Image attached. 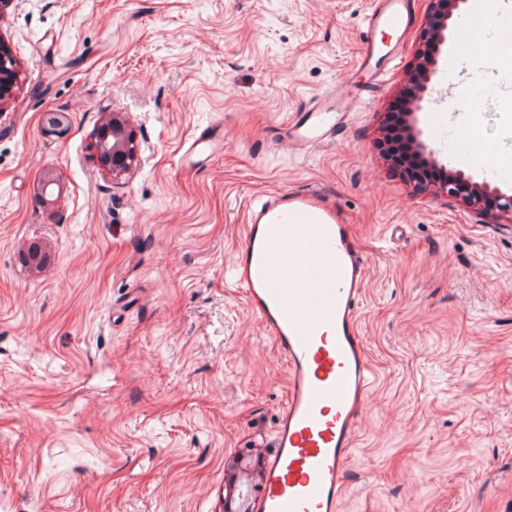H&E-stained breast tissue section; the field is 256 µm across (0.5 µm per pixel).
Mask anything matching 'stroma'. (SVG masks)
Listing matches in <instances>:
<instances>
[{
    "instance_id": "obj_1",
    "label": "stroma",
    "mask_w": 512,
    "mask_h": 512,
    "mask_svg": "<svg viewBox=\"0 0 512 512\" xmlns=\"http://www.w3.org/2000/svg\"><path fill=\"white\" fill-rule=\"evenodd\" d=\"M372 0H20L0 18L18 71L0 109V512H224L239 455L265 462L287 367L233 286L244 212L329 187L368 259L376 373L339 512H512V217L419 187L380 152L422 46L368 35ZM494 66L473 81L449 23L415 126L444 173L512 195V13L462 5ZM395 49L362 95L368 39ZM354 108L329 145L281 131L317 94ZM126 113L141 161L97 158ZM61 113V130L47 116ZM210 148L190 151L206 126ZM489 153L491 164L469 159ZM63 187L39 196L45 169ZM52 253L29 271L21 253ZM55 187L57 194L55 196ZM40 197L46 208H54L61 194V184L57 173L53 169L44 170L40 182Z\"/></svg>"
}]
</instances>
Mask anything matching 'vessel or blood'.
<instances>
[{"label":"vessel or blood","instance_id":"obj_1","mask_svg":"<svg viewBox=\"0 0 512 512\" xmlns=\"http://www.w3.org/2000/svg\"><path fill=\"white\" fill-rule=\"evenodd\" d=\"M413 0H374L370 29L406 32ZM353 105L323 95L288 123V146L335 140ZM234 286L288 368V396L274 431L255 512H338L357 421L375 385L359 303L367 261L322 188L275 193L248 205Z\"/></svg>","mask_w":512,"mask_h":512}]
</instances>
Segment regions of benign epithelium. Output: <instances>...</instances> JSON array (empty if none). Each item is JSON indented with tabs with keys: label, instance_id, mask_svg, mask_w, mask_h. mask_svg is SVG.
I'll use <instances>...</instances> for the list:
<instances>
[{
	"label": "benign epithelium",
	"instance_id": "7a95c632",
	"mask_svg": "<svg viewBox=\"0 0 512 512\" xmlns=\"http://www.w3.org/2000/svg\"><path fill=\"white\" fill-rule=\"evenodd\" d=\"M430 12L426 20L422 46L416 57V64L410 70L408 77L411 80L409 88V104L404 117L415 114L422 101V95L427 89V83L434 73L437 59L436 48L445 41V31L448 29V21L454 12L460 9L465 0H429ZM17 74L10 56L0 49V109L9 101ZM99 130L103 135L95 138L96 149L99 155H105L112 165V176L121 177L136 167L139 161L137 132L131 122L120 112H109L105 115ZM61 188L60 179L52 169L44 170L40 182V197L46 208L55 207L59 196L55 195V189ZM440 189L453 197H461L474 210L488 214L485 201L489 190L486 186L471 182L457 174L448 180ZM50 254L45 244L33 242L26 252V261L32 271L41 270L49 261Z\"/></svg>",
	"mask_w": 512,
	"mask_h": 512
}]
</instances>
